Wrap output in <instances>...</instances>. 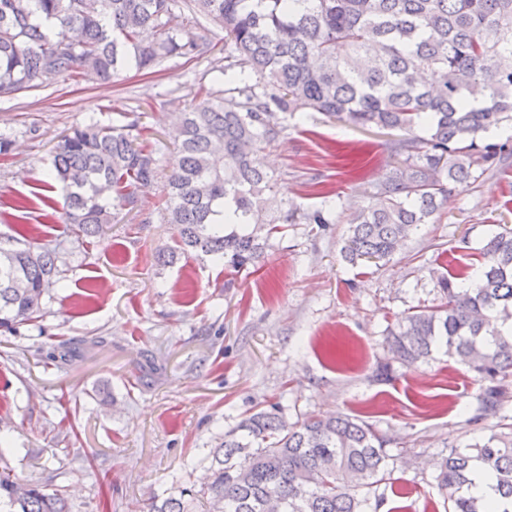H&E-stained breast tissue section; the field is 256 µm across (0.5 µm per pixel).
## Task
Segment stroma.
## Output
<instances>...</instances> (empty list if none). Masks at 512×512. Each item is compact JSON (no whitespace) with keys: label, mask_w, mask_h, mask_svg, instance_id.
<instances>
[{"label":"stroma","mask_w":512,"mask_h":512,"mask_svg":"<svg viewBox=\"0 0 512 512\" xmlns=\"http://www.w3.org/2000/svg\"><path fill=\"white\" fill-rule=\"evenodd\" d=\"M214 43L211 56L171 58L153 74L58 79L0 101V132L16 141L0 160V240L17 236L21 215L28 241L62 257L42 320L0 333V467L49 493L68 488L70 512H146L151 494L204 474L225 433L274 404L291 423L344 413L386 437L391 478L365 512H448L440 464L512 418V381L500 407L482 411L474 372L440 352L394 362L386 328L438 304L439 277L466 282L488 235L512 229V158L455 184L390 260L354 267L341 256L349 220L391 171L398 134L320 114L292 122L262 160L280 196L305 208L331 198L335 223L285 225L240 271L193 254L161 266L155 254L177 238L154 212L179 161L169 118L214 84L223 33ZM123 118L156 145L157 178L140 191L142 212L116 211L87 244L47 219L45 173L72 129Z\"/></svg>","instance_id":"1"}]
</instances>
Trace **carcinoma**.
Wrapping results in <instances>:
<instances>
[{"mask_svg":"<svg viewBox=\"0 0 512 512\" xmlns=\"http://www.w3.org/2000/svg\"><path fill=\"white\" fill-rule=\"evenodd\" d=\"M224 31V88L199 87L198 102L174 115L178 169L160 214L176 225L162 265L196 252L235 268L255 264L281 224H331L322 205L278 197L277 179L256 159L290 119L319 112L340 123L403 131L386 180L350 220L341 249L352 265L383 261L448 203L452 185L481 177L512 155V138H483L512 124V0H0V99L57 78L105 81L131 66L151 69L212 52ZM137 123L76 127L56 145L44 187L60 191L59 214L83 241L111 223V210L141 211L139 191L157 172ZM426 129L427 135L415 131ZM462 288L447 277L444 302L396 318L386 342L414 364L441 351L485 384L495 410L512 377V229L481 249ZM59 251L0 245V330L43 316L60 274ZM387 440L350 417L288 422L260 410L212 452L203 486L191 477L149 499L147 512H363L373 487L390 480ZM486 474L494 491L477 490ZM448 512H512V423L482 444L453 448L437 477ZM0 512H69L63 490L48 493L0 469Z\"/></svg>","mask_w":512,"mask_h":512,"instance_id":"cac0c4a2","label":"carcinoma"}]
</instances>
